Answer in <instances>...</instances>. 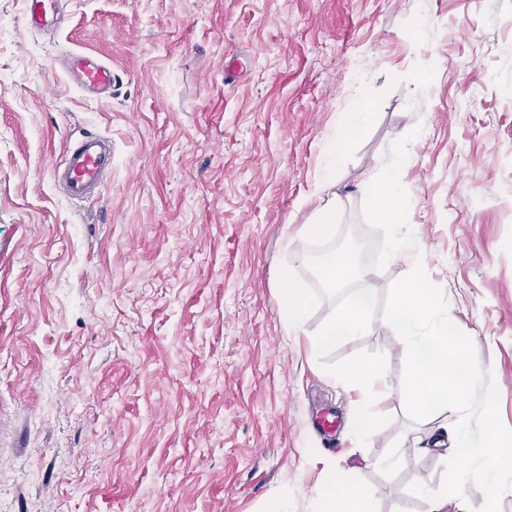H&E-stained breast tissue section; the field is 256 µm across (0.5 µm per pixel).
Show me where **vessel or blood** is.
<instances>
[{
	"label": "vessel or blood",
	"instance_id": "vessel-or-blood-1",
	"mask_svg": "<svg viewBox=\"0 0 512 512\" xmlns=\"http://www.w3.org/2000/svg\"><path fill=\"white\" fill-rule=\"evenodd\" d=\"M24 19L30 29L45 31L62 26L64 15L59 0H25ZM63 73L88 95L112 87L111 65L91 54H69L63 62ZM111 171V140L89 132L70 141L53 170V180L68 199L87 201L101 194Z\"/></svg>",
	"mask_w": 512,
	"mask_h": 512
}]
</instances>
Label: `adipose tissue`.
<instances>
[{"instance_id":"ef3b65f1","label":"adipose tissue","mask_w":512,"mask_h":512,"mask_svg":"<svg viewBox=\"0 0 512 512\" xmlns=\"http://www.w3.org/2000/svg\"><path fill=\"white\" fill-rule=\"evenodd\" d=\"M368 117L364 102H357L353 112L327 137L318 161L314 210L308 224L301 227L304 235L321 238L331 233L336 214V195L331 191L336 164ZM399 178V165L394 162L368 175L365 181L373 211L392 227L402 224L406 213V198L398 189ZM390 244L392 256L403 259L411 271L388 324L412 357L409 380L417 394L415 409L434 422L436 432L452 435L457 454H465L461 421L450 402L480 379L484 364L474 346L449 325L447 305L431 295L428 276L421 265L423 245L396 235ZM320 496L318 512H375L374 491L361 482L328 488Z\"/></svg>"}]
</instances>
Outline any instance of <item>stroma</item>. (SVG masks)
<instances>
[{"label":"stroma","instance_id":"stroma-1","mask_svg":"<svg viewBox=\"0 0 512 512\" xmlns=\"http://www.w3.org/2000/svg\"><path fill=\"white\" fill-rule=\"evenodd\" d=\"M30 30L0 0V489L9 512H315L333 480L362 481L377 512H512V466L414 453L410 357L387 324L408 266L366 269L379 351L374 408L317 361L323 301L288 335L282 271L308 284L300 232L329 129L360 89L367 128L340 157L341 232L367 173L400 153L407 225L448 320L487 370L462 398L468 446L512 441V0H61ZM424 18L417 29L414 21ZM112 67L89 96L57 66ZM430 79L417 80L420 70ZM92 131L112 175L72 202L51 171ZM338 416L334 438L315 422Z\"/></svg>","mask_w":512,"mask_h":512}]
</instances>
